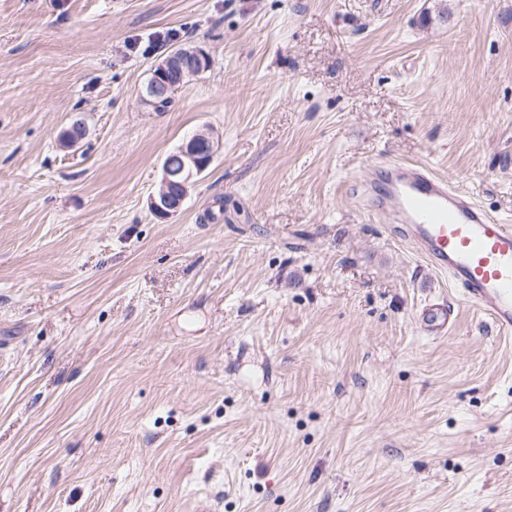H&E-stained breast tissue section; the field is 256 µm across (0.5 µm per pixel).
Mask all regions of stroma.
<instances>
[{"label":"stroma","instance_id":"obj_1","mask_svg":"<svg viewBox=\"0 0 512 512\" xmlns=\"http://www.w3.org/2000/svg\"><path fill=\"white\" fill-rule=\"evenodd\" d=\"M386 159L512 218V0H0V512H512V338L359 210ZM209 62V56L199 47L175 49L168 59L154 69L150 84L145 88L146 95L156 99L168 95L186 79L204 71L205 63L209 64ZM156 69H158L157 73H155ZM169 74H177L179 83H171L167 78ZM177 153L181 161L178 172L181 181L173 180L168 172L163 171L159 188L150 198V210L160 219L168 218L182 209L191 180L198 178L212 164L216 154L212 133L194 134L177 148ZM450 307L446 303H429L421 308L418 321L429 334L442 335L450 326Z\"/></svg>","mask_w":512,"mask_h":512}]
</instances>
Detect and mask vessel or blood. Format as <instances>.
Segmentation results:
<instances>
[{
  "instance_id": "b4317fda",
  "label": "vessel or blood",
  "mask_w": 512,
  "mask_h": 512,
  "mask_svg": "<svg viewBox=\"0 0 512 512\" xmlns=\"http://www.w3.org/2000/svg\"><path fill=\"white\" fill-rule=\"evenodd\" d=\"M378 171L358 187L375 214L448 275L499 334L511 336L512 223L490 216L423 165L386 161ZM449 312L447 304L429 303L418 321L427 333L441 335L450 326Z\"/></svg>"
}]
</instances>
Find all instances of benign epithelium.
Listing matches in <instances>:
<instances>
[{
	"instance_id": "1",
	"label": "benign epithelium",
	"mask_w": 512,
	"mask_h": 512,
	"mask_svg": "<svg viewBox=\"0 0 512 512\" xmlns=\"http://www.w3.org/2000/svg\"><path fill=\"white\" fill-rule=\"evenodd\" d=\"M210 62L207 53L199 48H177L168 59L157 66L158 72L152 73L150 84L145 89L147 96L160 99L175 89L168 75L175 74L179 83L204 71V65ZM181 161L178 175L181 180L172 179L168 172H162L159 188L150 198L152 213L165 219L179 212L188 196L191 180L199 177L212 164L216 154V143L210 132L194 134L186 143L177 148Z\"/></svg>"
}]
</instances>
